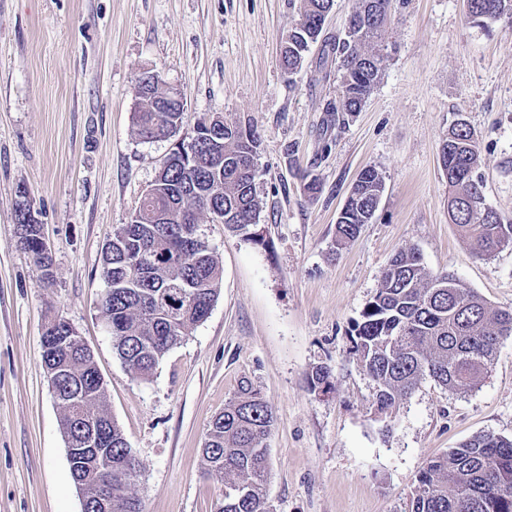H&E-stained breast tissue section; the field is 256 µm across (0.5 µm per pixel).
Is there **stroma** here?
<instances>
[{"label": "stroma", "mask_w": 512, "mask_h": 512, "mask_svg": "<svg viewBox=\"0 0 512 512\" xmlns=\"http://www.w3.org/2000/svg\"><path fill=\"white\" fill-rule=\"evenodd\" d=\"M300 0H0V512H82L62 411L41 361L42 334L65 319L92 351L103 405L142 468V512H216L208 424L241 382L272 406L271 512H409L432 458L479 433L512 438V336L478 388L422 381L392 415L350 332L396 252L455 273L492 307L512 308V247L476 258L448 217L439 144L465 120L480 147L486 201L512 217V28L485 29L464 0H393L390 58L361 112L325 111L336 63L313 44L287 74L282 43ZM158 71L184 96V132L204 115L251 123L257 245L201 217L222 269L208 318L149 380L116 356L101 310L102 251L153 182L171 144L140 139L137 78ZM385 189L345 246L336 219L366 167ZM320 185L318 193L305 177ZM26 187L55 278L18 243ZM334 388L312 389L315 367Z\"/></svg>", "instance_id": "obj_1"}]
</instances>
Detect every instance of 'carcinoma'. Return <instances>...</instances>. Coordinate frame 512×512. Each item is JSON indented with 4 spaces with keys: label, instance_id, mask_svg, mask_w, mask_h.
<instances>
[{
    "label": "carcinoma",
    "instance_id": "carcinoma-1",
    "mask_svg": "<svg viewBox=\"0 0 512 512\" xmlns=\"http://www.w3.org/2000/svg\"><path fill=\"white\" fill-rule=\"evenodd\" d=\"M300 2L281 49L282 68L290 73L318 40L334 5V0ZM390 9L391 0H357L345 38L326 42L323 55L338 61L339 88L325 111L358 112L377 86L388 60L382 35ZM467 14L486 28L505 19L512 26V0H467ZM151 74L147 70L138 77L136 132L144 141L171 139L185 112L151 83ZM219 131L224 159L213 155L206 138L198 146L202 164L194 170H187L177 152L169 153L136 209V223L121 225L103 253L101 275L113 287L102 310L113 347L141 379L151 377L163 357L208 317L217 298L220 269L198 222L202 197L224 210L225 229L263 242L256 230L260 134L232 120ZM439 157L448 174L455 224L473 254L484 259L512 246V220L484 207L480 151L467 123L458 121L448 130ZM383 192L376 169L358 174L336 220V244L350 242L361 225L371 222ZM511 335L512 308L493 309L453 274L430 273L411 247L392 259L381 287L351 329L354 351L375 384V411L385 416L427 378L458 393L473 391L488 374L500 339ZM57 358L65 361L60 390L69 386L82 395L79 410L63 406L61 426L68 443L80 447L91 430L105 442L100 455L78 461L74 483L84 498L94 500L96 471L107 465L105 476L112 481L108 512H141L131 493V473L139 471V462L116 422L103 425L104 387L93 354L63 319L42 339V362ZM273 423L271 406L248 385L210 422L201 454L205 469L224 477L217 512H269L263 441ZM410 512H512V440L481 433L430 460L419 475Z\"/></svg>",
    "mask_w": 512,
    "mask_h": 512
}]
</instances>
